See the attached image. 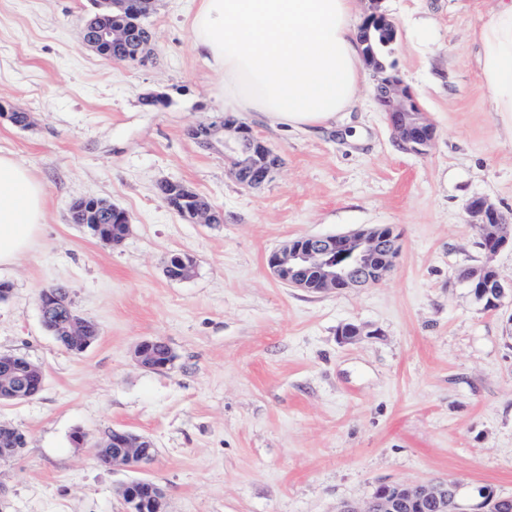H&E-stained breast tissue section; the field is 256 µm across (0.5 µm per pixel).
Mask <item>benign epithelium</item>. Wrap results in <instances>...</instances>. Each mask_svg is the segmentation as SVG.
I'll return each instance as SVG.
<instances>
[{"mask_svg": "<svg viewBox=\"0 0 512 512\" xmlns=\"http://www.w3.org/2000/svg\"><path fill=\"white\" fill-rule=\"evenodd\" d=\"M155 0H93L94 8L109 14L112 22L97 23L93 15L85 20L79 31L82 43L102 58L112 60V48L135 47V61L139 66L155 63V34L147 30L141 42L133 43V32L144 28ZM392 34L394 23L377 12L365 18L361 44L367 46L365 60L375 71L373 94L385 112L386 121L396 139L410 151L424 153L434 139L435 131L427 121L410 91L398 74L381 62L371 47V29ZM191 139L206 149L220 150L229 163L232 175H250L244 186L256 189L268 183L282 165V157L265 141L256 136L245 124L227 116L221 124H199L188 130ZM160 195L169 207L193 224H220L223 215L192 190L175 182H162ZM71 209L82 217L81 224L96 225L101 215L109 216L111 223L123 228L127 236L131 217L127 211L104 199L83 197L71 204ZM472 224L485 229L488 246L484 253L491 257L502 249L512 247V225L506 222L498 208L487 198L476 196L466 205ZM401 253V238L389 225L364 227L336 235L302 236L289 240L269 253L267 268L275 279L305 291L343 292L349 288H362L382 280L389 273ZM169 278L183 280L194 272V259L184 253H172L165 264ZM478 301L494 289L495 298L486 306L497 310L502 305L505 285L497 270L487 264L472 267L460 275ZM41 317L56 316L66 326V335L78 352L82 353L96 340L98 333L90 320L81 316L73 306L61 303L55 291L45 289L39 297ZM375 335L356 323H345L338 328V340L350 343L361 337ZM156 339L139 343L135 351L138 364L146 369L162 371L170 367L168 361H154L150 351ZM33 382L44 387V371L30 363L21 376L5 373L0 376V402H10L24 393L23 385ZM99 458L111 466L142 467L155 457V446L148 438L124 429H114L96 444ZM127 512H162L164 492L152 481L135 479L121 489ZM448 499L445 481H429L410 485L399 482L380 484L374 495L359 506H347L342 512H398L407 502L425 508L434 507L439 500Z\"/></svg>", "mask_w": 512, "mask_h": 512, "instance_id": "obj_1", "label": "benign epithelium"}]
</instances>
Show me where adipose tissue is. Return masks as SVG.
<instances>
[{"label": "adipose tissue", "mask_w": 512, "mask_h": 512, "mask_svg": "<svg viewBox=\"0 0 512 512\" xmlns=\"http://www.w3.org/2000/svg\"><path fill=\"white\" fill-rule=\"evenodd\" d=\"M355 13L356 0H197L189 26L225 111L307 130L354 106L363 79ZM477 43L491 109L512 125V0H488ZM45 197L27 165L0 153V268L31 249Z\"/></svg>", "instance_id": "obj_1"}]
</instances>
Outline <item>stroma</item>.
<instances>
[{"label": "stroma", "mask_w": 512, "mask_h": 512, "mask_svg": "<svg viewBox=\"0 0 512 512\" xmlns=\"http://www.w3.org/2000/svg\"><path fill=\"white\" fill-rule=\"evenodd\" d=\"M194 8L157 0L156 61L141 67L81 43L91 0H0V105L30 116L0 118V153L47 191L35 246L0 269L12 287L0 354L45 373L36 398L0 403V423L27 440L0 463V512H126L120 489L139 477L162 487L166 512H339L383 482L448 478L512 495V298L483 310L459 277L488 262L512 280V248L486 256L466 213L483 196L512 222V133L479 76L477 0H380L397 30L387 60L435 128L425 153L399 146L367 86L311 132L239 114L283 157L258 189L186 135L225 115L192 47ZM148 93L166 104L145 107ZM163 180L223 223L186 222ZM87 196L130 214L121 245L71 223V201ZM381 224L402 251L374 286L309 293L266 267L292 238ZM175 252L193 257L190 278L167 277ZM57 284L98 326L82 354L43 325L39 295ZM348 322L368 336L339 343ZM152 338L172 349L170 369L137 364ZM115 428L149 436L153 462L101 464L93 443ZM78 430L88 442H73Z\"/></svg>", "instance_id": "obj_1"}]
</instances>
